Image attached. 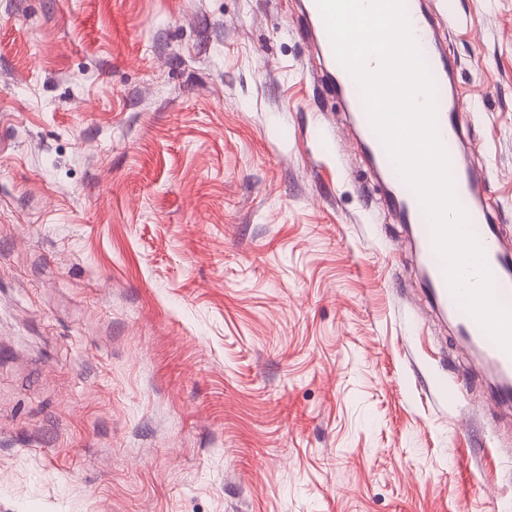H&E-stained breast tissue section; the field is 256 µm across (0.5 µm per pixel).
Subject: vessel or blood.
I'll return each mask as SVG.
<instances>
[{"instance_id": "b4317fda", "label": "vessel or blood", "mask_w": 512, "mask_h": 512, "mask_svg": "<svg viewBox=\"0 0 512 512\" xmlns=\"http://www.w3.org/2000/svg\"><path fill=\"white\" fill-rule=\"evenodd\" d=\"M404 6L414 37L427 58L428 71L435 83L439 137L445 144L459 143L461 128L458 114L462 110V102L459 95L448 92V77L453 74L454 67L438 34L437 22L424 8L422 0H404ZM302 17L317 53L332 68L331 89L344 99L346 110L352 115L359 140L380 176L388 208L410 229L414 254L425 272L431 302L440 313L452 320L458 335L467 346L479 353L496 379L495 404L511 412L512 355L500 349L487 336L451 292L443 265L433 251L429 220L417 196L400 176L382 140L371 127L359 86L336 59L317 0H303ZM450 159L457 197L479 237L485 264L494 278L497 293L506 305L512 306V256L501 246L499 224L482 204L484 183L473 168L464 164L460 153L451 152Z\"/></svg>"}]
</instances>
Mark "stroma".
<instances>
[{
    "label": "stroma",
    "instance_id": "obj_1",
    "mask_svg": "<svg viewBox=\"0 0 512 512\" xmlns=\"http://www.w3.org/2000/svg\"><path fill=\"white\" fill-rule=\"evenodd\" d=\"M298 0H0V512H512ZM451 17L512 252V0Z\"/></svg>",
    "mask_w": 512,
    "mask_h": 512
}]
</instances>
